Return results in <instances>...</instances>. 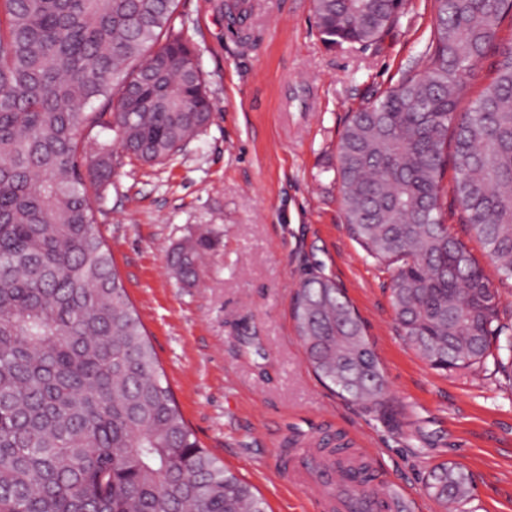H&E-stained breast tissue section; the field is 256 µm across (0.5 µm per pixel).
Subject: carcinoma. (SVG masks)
I'll return each instance as SVG.
<instances>
[{
    "mask_svg": "<svg viewBox=\"0 0 512 512\" xmlns=\"http://www.w3.org/2000/svg\"><path fill=\"white\" fill-rule=\"evenodd\" d=\"M178 0H0V512H268L263 498L202 448L105 247L88 186L110 184L115 154L173 161L211 123L195 45L175 29ZM331 45H371L404 0H313ZM423 71L349 114L336 175L351 237L394 266L404 336L432 368L470 369L500 341L498 291L444 222L443 180L497 276L512 281V44L471 97L466 74L495 46L512 0H436ZM112 132L93 156L83 133ZM213 246L199 236L172 266L191 286ZM316 375L386 415L378 356L344 293L305 273L292 308ZM340 488L376 492L365 465ZM457 465L427 494L464 503Z\"/></svg>",
    "mask_w": 512,
    "mask_h": 512,
    "instance_id": "carcinoma-1",
    "label": "carcinoma"
}]
</instances>
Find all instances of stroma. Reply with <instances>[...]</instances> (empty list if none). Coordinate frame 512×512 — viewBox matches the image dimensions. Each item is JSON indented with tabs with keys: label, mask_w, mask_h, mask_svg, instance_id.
Returning <instances> with one entry per match:
<instances>
[{
	"label": "stroma",
	"mask_w": 512,
	"mask_h": 512,
	"mask_svg": "<svg viewBox=\"0 0 512 512\" xmlns=\"http://www.w3.org/2000/svg\"><path fill=\"white\" fill-rule=\"evenodd\" d=\"M214 105L177 158L118 165L95 221L202 448L249 484L268 512H325L286 471L343 436L374 477L406 489L403 512H445L425 490L432 468L463 466L462 512H512V374L486 361L433 369L403 335L392 272L351 238L336 179L349 112L422 70L435 0H406L369 46L324 43L313 0H250L243 23L215 0H180ZM208 233L199 278L184 286L173 251ZM323 270L360 314L396 412L382 419L333 394L296 335L291 300Z\"/></svg>",
	"instance_id": "1"
}]
</instances>
